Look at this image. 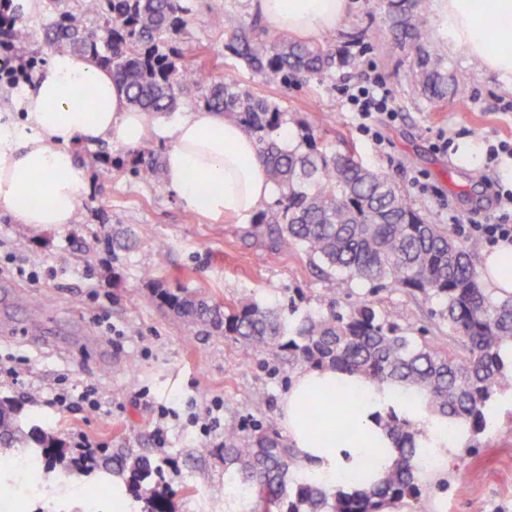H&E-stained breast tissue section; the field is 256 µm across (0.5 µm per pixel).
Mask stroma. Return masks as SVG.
Instances as JSON below:
<instances>
[{"instance_id": "stroma-1", "label": "stroma", "mask_w": 512, "mask_h": 512, "mask_svg": "<svg viewBox=\"0 0 512 512\" xmlns=\"http://www.w3.org/2000/svg\"><path fill=\"white\" fill-rule=\"evenodd\" d=\"M189 23L161 53L183 65L206 52L218 77L268 98L286 114V127L303 136L312 125L329 148H353L365 166L403 187L414 208L434 224L449 214L484 222L497 212L498 191L512 188V165L492 166L488 144L512 139V81L452 46L438 0L423 7L432 27L429 52L449 72L466 74L457 93L440 102L423 97L411 82L420 56L398 44L388 20V0H350L346 23L328 30L336 47L360 59L322 82L284 84L255 75L224 47L213 12L249 19L253 0H184ZM51 0L21 14L33 64L19 84L0 80V113L32 86L51 55L45 31L56 20ZM379 76L386 82L396 121H380L377 136L361 132L344 107L343 86ZM90 182L77 223L32 227L0 213V370L16 368L22 380H0V398L22 409L24 427L63 442L71 458L43 472V494L17 499L15 512H85V498L105 481L97 468L74 466L80 436L98 447L131 449L160 465L169 512H226L220 487L224 427L243 434L283 432L281 401L302 363L286 353L248 347L180 317L155 289H187L226 305L257 301L317 312L324 283L296 250L272 249L260 232L236 219H211L187 209L163 179L144 182L126 175L131 149L107 143L79 144ZM134 230L138 243L113 255L106 245L115 225ZM38 280H31L30 272ZM356 295L372 296L402 324L448 338L429 302L417 292L353 282ZM55 322L41 338L2 334L45 313ZM93 387L98 408L78 402L55 407L62 391ZM494 419L468 444L448 453V463L424 478L418 499L396 503L394 512H512V400L497 397Z\"/></svg>"}]
</instances>
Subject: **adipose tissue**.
<instances>
[{
  "label": "adipose tissue",
  "instance_id": "1",
  "mask_svg": "<svg viewBox=\"0 0 512 512\" xmlns=\"http://www.w3.org/2000/svg\"><path fill=\"white\" fill-rule=\"evenodd\" d=\"M441 2L449 41L512 78V0ZM255 6L270 29L314 34L335 27L349 0H255ZM19 107L20 114L0 120V212L19 224L73 223L89 192L75 144L105 141L133 149L154 131L147 114L130 106L111 71L85 55L52 54ZM162 134L170 141L163 153L165 185L185 207L247 223L271 198L274 185L256 140L236 120L202 107ZM482 282L493 293H512V244L490 246ZM354 392L364 397L355 406L350 403ZM314 397L321 398L322 407L311 416L307 406ZM390 413L419 431L435 465L467 442L466 433L449 435L447 420L431 414L421 400L330 369L297 373L281 404L302 470L328 485L353 470L374 481L392 465L397 449L381 423ZM340 419L349 424L351 441L337 439Z\"/></svg>",
  "mask_w": 512,
  "mask_h": 512
}]
</instances>
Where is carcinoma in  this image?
<instances>
[{"mask_svg":"<svg viewBox=\"0 0 512 512\" xmlns=\"http://www.w3.org/2000/svg\"><path fill=\"white\" fill-rule=\"evenodd\" d=\"M86 10L103 15L99 32L83 28L72 13H61L47 33L55 52L88 55L112 70L130 104L151 117L173 112L182 95L203 90L205 106L236 119L258 143L259 155L278 190L275 206L259 212L254 224L265 225L272 244L298 249L318 268L326 293L352 297V283H388L416 291L438 304L434 315L457 335L461 350L445 351L433 336H415L372 302L359 300L342 312L331 299L317 313L288 314L255 301L219 308L201 295L180 289L156 290L157 298L182 318L210 327L248 344L286 350L310 367H330L360 374L404 395L421 397L430 412L472 433L488 423L487 404L498 392L512 390V371L501 350L512 345V293L498 296L483 288L473 258L476 242L461 243L438 224H430L407 200L404 190L385 175L362 165L354 152L328 151L306 128L301 145L282 146L285 113L233 81L213 75L206 55L179 70L160 53L158 44L182 33L188 9L181 0H87ZM391 28L402 43L418 47L431 40L432 29L421 0H391ZM210 24L224 30V48L258 76L292 75L321 82L336 67L356 69L358 57L327 41L299 40L282 32L269 36L259 14L236 21L214 12ZM13 52H28L27 31L9 26L0 31ZM462 75H448L445 63L422 59L412 80L429 99L454 93ZM130 173L142 181L156 177L153 153L136 152ZM112 253L136 244L132 230L112 231ZM398 456L392 467L370 484L354 476L338 486L309 477L296 478V450L276 433L255 430L244 436L224 427V466L238 476L232 488L250 498L252 512H383L421 492L418 474L425 448L419 432L393 415L384 420ZM32 441L48 469L67 452L41 431H24L20 409L0 399V445ZM113 473L128 475L129 490L145 503V512H168L149 460L133 453L105 459Z\"/></svg>","mask_w":512,"mask_h":512,"instance_id":"carcinoma-1","label":"carcinoma"}]
</instances>
